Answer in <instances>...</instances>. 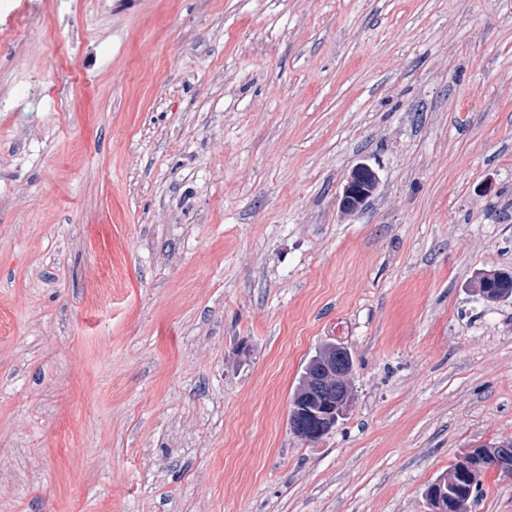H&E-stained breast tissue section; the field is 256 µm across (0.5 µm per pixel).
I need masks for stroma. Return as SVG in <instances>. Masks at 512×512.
<instances>
[{"instance_id":"obj_1","label":"stroma","mask_w":512,"mask_h":512,"mask_svg":"<svg viewBox=\"0 0 512 512\" xmlns=\"http://www.w3.org/2000/svg\"><path fill=\"white\" fill-rule=\"evenodd\" d=\"M108 2L0 0V512H428L512 441V0ZM376 172L366 164L356 165L339 192V208L356 210L361 208L375 191L378 184ZM339 356H342L339 358ZM324 358L331 361L346 362L353 369V359L344 347L330 343L322 349L307 364L301 382L296 388L292 400L302 401L300 406L293 405L289 409V426L291 432L305 442H314L315 434L307 433L291 416L298 412H308L317 415L321 427L327 431L336 427L339 419L346 416L352 403L350 388V371L335 364H325L320 368L319 362ZM319 376L312 382L316 374ZM310 388V396L306 401ZM303 408V409H302ZM302 409V410H301ZM452 466L453 464H451V466L448 468V473H446L445 475L438 476L432 482L428 483L425 489H440L442 492L443 499H447V501L459 499L462 497L463 494H467V491L469 490L471 483H463L458 480L448 478L449 471Z\"/></svg>"}]
</instances>
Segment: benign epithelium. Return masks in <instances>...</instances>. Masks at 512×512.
Instances as JSON below:
<instances>
[{"mask_svg": "<svg viewBox=\"0 0 512 512\" xmlns=\"http://www.w3.org/2000/svg\"><path fill=\"white\" fill-rule=\"evenodd\" d=\"M378 184L376 172L366 164L356 165L346 183L339 192L340 210H356L361 208L373 194ZM350 371L336 364H326L319 370V376L313 380L310 396L299 406H292L289 415L300 411L317 415L321 427L330 431L336 427L339 419L346 416L352 403L350 388ZM463 467L471 470L477 468L496 469L512 475V448H501L495 453L484 452L479 448L470 461Z\"/></svg>", "mask_w": 512, "mask_h": 512, "instance_id": "7a95c632", "label": "benign epithelium"}]
</instances>
